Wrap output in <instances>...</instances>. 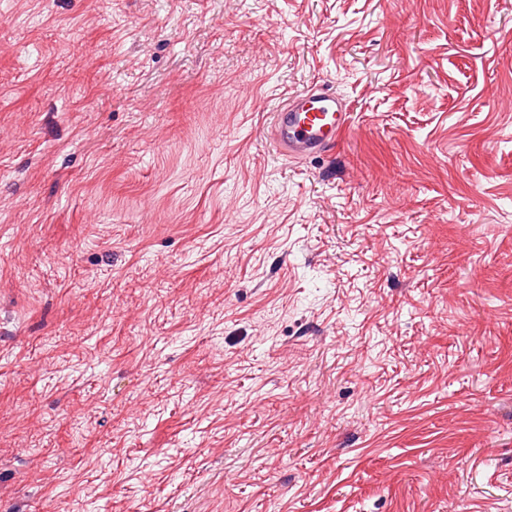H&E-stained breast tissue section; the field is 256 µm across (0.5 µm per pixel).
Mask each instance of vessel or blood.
I'll return each instance as SVG.
<instances>
[{
	"instance_id": "1",
	"label": "vessel or blood",
	"mask_w": 512,
	"mask_h": 512,
	"mask_svg": "<svg viewBox=\"0 0 512 512\" xmlns=\"http://www.w3.org/2000/svg\"><path fill=\"white\" fill-rule=\"evenodd\" d=\"M348 120L342 99L316 85L276 108L271 137L284 155L300 159L334 149Z\"/></svg>"
}]
</instances>
